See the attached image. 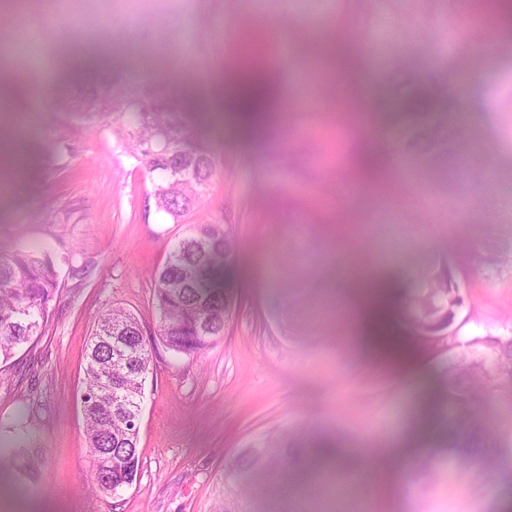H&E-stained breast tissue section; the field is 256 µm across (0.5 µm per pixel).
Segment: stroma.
Wrapping results in <instances>:
<instances>
[{
    "mask_svg": "<svg viewBox=\"0 0 512 512\" xmlns=\"http://www.w3.org/2000/svg\"><path fill=\"white\" fill-rule=\"evenodd\" d=\"M83 22L108 61L68 60L59 31ZM224 31L213 34L215 20ZM475 0H28L0 9V49L20 27L40 29L41 54L8 66L0 84V255L43 245L59 298L40 336L0 361V453L32 460L24 480L0 476V512H217L237 454L268 431L308 466L303 434L337 449L349 489L323 512H512V380L480 397L490 442L457 473L445 372L456 355L491 362L512 341V14L492 34ZM260 23L287 35L272 74L279 93L270 133L257 137L224 108L234 56L226 32ZM364 42L376 90L358 85L341 107L347 65L308 72L310 49L331 38ZM148 77L201 128L215 155L202 205L183 222L156 212L152 182L117 145L113 115L81 120L113 83ZM350 225L345 240L326 221ZM193 224H228L238 252L227 277L235 312L223 336L195 355L157 339L151 273ZM290 264L271 271L280 252ZM392 284L390 331L405 360L363 339L356 290L343 263ZM462 303L446 339L420 340L404 319L416 286L440 264ZM124 307L153 341L138 422L140 473L120 497L90 493L79 394L102 312ZM28 408L26 430L15 427ZM500 468L489 480L481 467ZM440 471L447 494L421 474Z\"/></svg>",
    "mask_w": 512,
    "mask_h": 512,
    "instance_id": "1",
    "label": "stroma"
}]
</instances>
